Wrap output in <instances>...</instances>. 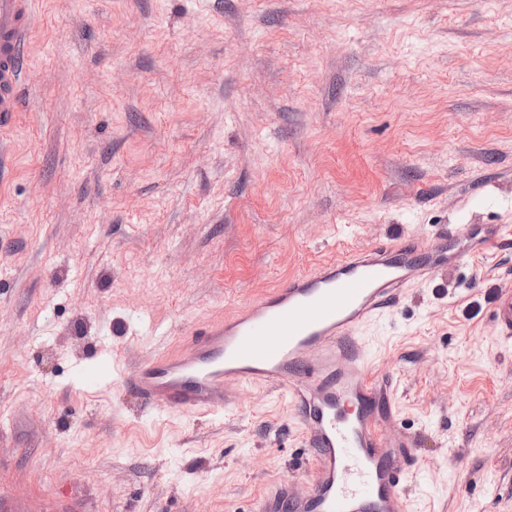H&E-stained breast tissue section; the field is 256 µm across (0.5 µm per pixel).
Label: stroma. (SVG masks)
Returning <instances> with one entry per match:
<instances>
[{"mask_svg": "<svg viewBox=\"0 0 512 512\" xmlns=\"http://www.w3.org/2000/svg\"><path fill=\"white\" fill-rule=\"evenodd\" d=\"M0 132V512H248L307 479L287 397L207 417L111 383L309 266L512 231V0H35ZM512 241L364 331L412 512H512ZM492 322L504 339H512V286L499 287L493 300Z\"/></svg>", "mask_w": 512, "mask_h": 512, "instance_id": "35a3bbf8", "label": "stroma"}]
</instances>
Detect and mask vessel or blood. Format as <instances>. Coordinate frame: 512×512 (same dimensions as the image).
Segmentation results:
<instances>
[{
	"mask_svg": "<svg viewBox=\"0 0 512 512\" xmlns=\"http://www.w3.org/2000/svg\"><path fill=\"white\" fill-rule=\"evenodd\" d=\"M32 0H0V129L20 110L22 47ZM500 224L457 225L452 242L419 251L399 236L320 263L253 296L231 313L191 322L120 383L155 411H223L249 388L286 391L309 450L308 482H274L249 512H410L412 456L395 391L367 357L362 332L436 273L487 252ZM492 322L512 339V286L498 288Z\"/></svg>",
	"mask_w": 512,
	"mask_h": 512,
	"instance_id": "1",
	"label": "vessel or blood"
}]
</instances>
